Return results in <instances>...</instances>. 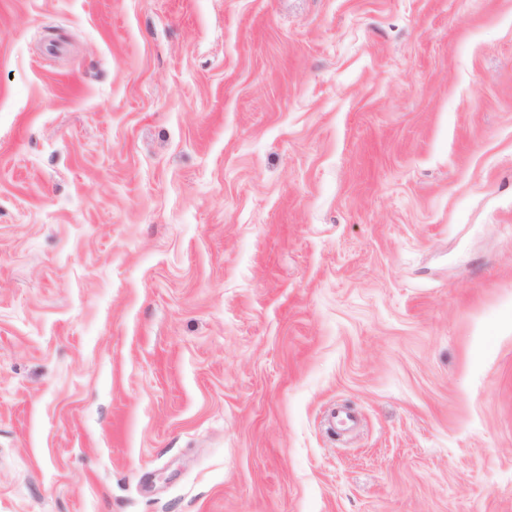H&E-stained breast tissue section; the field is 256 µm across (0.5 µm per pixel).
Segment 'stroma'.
Masks as SVG:
<instances>
[{
	"instance_id": "stroma-1",
	"label": "stroma",
	"mask_w": 512,
	"mask_h": 512,
	"mask_svg": "<svg viewBox=\"0 0 512 512\" xmlns=\"http://www.w3.org/2000/svg\"><path fill=\"white\" fill-rule=\"evenodd\" d=\"M0 512H512V0H0Z\"/></svg>"
}]
</instances>
